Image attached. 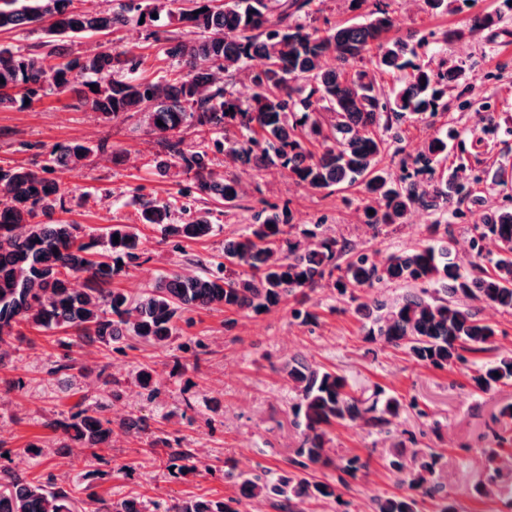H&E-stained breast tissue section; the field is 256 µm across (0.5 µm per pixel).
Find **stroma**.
<instances>
[{"mask_svg":"<svg viewBox=\"0 0 512 512\" xmlns=\"http://www.w3.org/2000/svg\"><path fill=\"white\" fill-rule=\"evenodd\" d=\"M387 2L391 37L451 31L447 51L428 53L425 60L434 66L448 61L463 75L449 88L445 111L394 125L398 137L390 141L381 166L400 176L403 162L412 161L429 137L456 129L436 174L456 169L471 181L469 197L450 220L452 235L462 244L474 221L512 207V10L503 0H462L452 14L428 10L423 0ZM496 11L500 22L470 32L474 15ZM178 29L164 13L152 22L132 17L108 41L113 49L131 47L142 54L136 75L154 81L173 68L155 40ZM75 140L98 151L61 174L65 204L55 220L101 237L109 225L140 224L142 202L186 201L192 176L175 167L160 171L167 155L142 115L106 120L80 106L75 94L49 89L28 105L0 108V163L37 169L50 150ZM214 159L221 171L238 173L239 201L231 206L194 202V210L212 212L211 232L197 239L167 237L157 226L140 225L141 258L114 280V287L140 293L193 259L220 260L225 240L247 233L266 202L287 209L292 235L317 227L380 259L423 244L426 226L434 220L430 212L415 209L406 224L376 230L363 222L361 186L312 190L297 185L283 168L242 172L224 153ZM402 292L387 283L358 292L352 301L337 294L332 280H324L310 294L307 307L315 319L308 324L292 318L287 301L258 315L196 310L164 349L128 340L122 351L108 352L96 342L23 327L24 342L0 367V468L53 480L84 500L136 496L163 504L176 498H239L238 474L264 472L273 478L294 469L301 441L291 414L296 393L281 367L299 356L345 375L355 389L370 394L380 388L410 405L393 422L389 437L366 427H331L336 457L359 456L365 467L353 477L332 467L315 471L314 479L335 485L338 498L305 503V512H342L345 501L351 512H369L373 499L402 493L386 468L398 443L409 451L440 453L432 482L457 512H512L511 500H481L474 491L484 478L481 450L492 438L494 416L512 403V384L484 393L476 389L471 370L421 366L402 350L366 342L356 302ZM63 356L69 357L70 369L55 371ZM146 366L159 387L150 401L136 384ZM81 404L100 407L111 420L110 449L94 455L86 448H64L60 433L47 428L48 420L67 418ZM132 416L142 418L143 432L123 433V422ZM157 437L168 439V447H152ZM32 443L42 446L41 454L28 453ZM180 455L187 456L188 470H170L171 458Z\"/></svg>","mask_w":512,"mask_h":512,"instance_id":"stroma-1","label":"stroma"}]
</instances>
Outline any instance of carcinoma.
Segmentation results:
<instances>
[{"label":"carcinoma","instance_id":"1","mask_svg":"<svg viewBox=\"0 0 512 512\" xmlns=\"http://www.w3.org/2000/svg\"><path fill=\"white\" fill-rule=\"evenodd\" d=\"M183 32L164 39L161 51L181 72L160 82L142 81L131 50L112 51L97 43L74 56L64 36L75 41L107 35L127 22L128 13L152 17L158 0H121L102 8L99 0H5L0 7V32L28 26L45 18L49 50L25 54L0 47V108L25 104L50 86L73 93L81 106L106 119L141 113L147 125L164 135L171 158L164 167H181L193 174L195 195L226 205L242 194L240 179L216 175L205 150L185 143L183 128L220 135L236 127L245 140L228 150L234 162L255 172L273 166L288 169L298 184L314 190L346 183L360 184L366 196L365 224L373 229L407 222L415 208L435 215L427 225L430 243L392 254L379 261L355 250L345 238L317 237L304 243L285 230L289 214L269 206L256 215L252 230L224 243V261L216 269L184 270L160 277L153 289L132 297L112 282L139 259L141 236L134 224H112L106 240L85 238L76 224H45L64 204V187L53 176L58 170L86 161L93 149L71 142L52 150L50 164L39 170L0 166V346L21 340L14 326L61 329L72 336L121 350L135 338L164 348L179 334L182 315L197 309L259 314L290 296L314 290L325 278H335L340 295L395 282L409 287L399 299L372 297L355 307L369 321L365 339L401 348L417 363L443 370L466 366L467 354L492 350L496 328L482 321L466 301H478L512 311V208H504L473 225L468 249L452 257L448 237V203L462 200L466 186L457 173L426 187L423 174H434L448 149V135H434L412 161L413 172L396 182L380 168L387 141L379 130L413 116L435 115L446 108L448 84L460 76L457 68L436 69L416 63L427 37H388L393 27L386 9L362 22L321 29L314 21H299L312 0H170ZM246 72L253 93L245 102L219 84L218 74ZM396 77L391 92L379 82L382 74ZM374 214H369V211ZM170 205L146 203L141 223L160 225L168 236L195 239L210 229V211L186 224H172ZM119 242H113L114 236ZM496 248L493 269L483 270L485 241ZM82 286H77L78 280ZM281 371L298 392L292 406L300 429L299 460L303 471L332 464L329 427L352 424L386 431L406 407L399 398L355 395L345 376L293 357ZM499 376H494V373ZM477 388L488 392L512 381V353L476 369ZM47 427L62 434V447H112V422L97 409H82ZM504 437L493 434V446L482 449L487 475L475 487L480 497L511 496L496 465ZM440 456L416 451L407 457L396 451L387 469L410 490L433 496V475ZM241 498L229 502L205 497L173 499L163 512H241L244 502L277 499L285 512H302L311 499L336 496L324 481L296 474L276 479L267 474L239 476ZM409 494L379 498L375 512H418ZM0 512H80L77 500L52 483L26 479L0 469ZM94 512H144L137 498L112 503L101 499Z\"/></svg>","mask_w":512,"mask_h":512}]
</instances>
